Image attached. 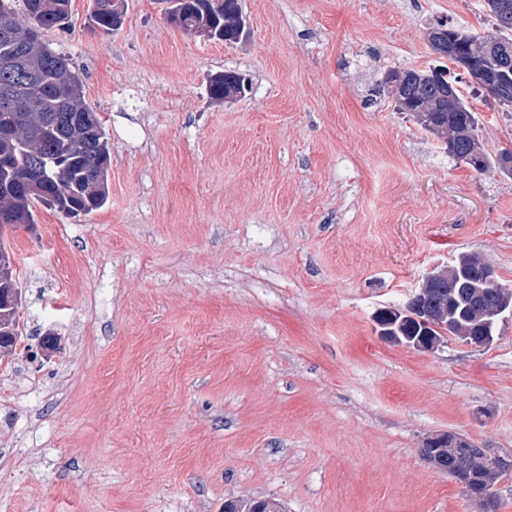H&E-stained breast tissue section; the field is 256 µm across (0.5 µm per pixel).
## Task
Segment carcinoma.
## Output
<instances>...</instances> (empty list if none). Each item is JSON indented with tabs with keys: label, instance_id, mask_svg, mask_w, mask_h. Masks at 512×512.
<instances>
[{
	"label": "carcinoma",
	"instance_id": "cac0c4a2",
	"mask_svg": "<svg viewBox=\"0 0 512 512\" xmlns=\"http://www.w3.org/2000/svg\"><path fill=\"white\" fill-rule=\"evenodd\" d=\"M239 0H174L173 17L188 31L207 29L212 39L237 25ZM70 0H0V115L6 131L0 133V223L33 224L35 203L66 214H89L108 201V141L98 113L85 101L83 81L71 59L43 43L42 38L17 40L30 33L64 30L70 25ZM485 11L495 28L492 38L512 42V0H485ZM90 18L106 34L121 22L112 0H93ZM421 70L403 71V83L390 91L396 110L407 112L426 132L453 144L451 157L485 173L497 166L476 133V118L459 90L448 97L449 80L423 82ZM501 94L487 93L512 108V67L500 77ZM245 91V78L235 71L216 74L212 97L224 91ZM477 253L456 259L452 281L428 289L425 305L449 308L455 322L482 336L494 331V312L500 295H492L481 278ZM0 349L15 351L21 333L14 331L18 311L0 305ZM437 469L472 484H482L497 499L496 485L507 474L485 482L481 468L485 449L465 442L460 448L434 449Z\"/></svg>",
	"mask_w": 512,
	"mask_h": 512
}]
</instances>
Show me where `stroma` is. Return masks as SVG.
Here are the masks:
<instances>
[{"instance_id":"stroma-1","label":"stroma","mask_w":512,"mask_h":512,"mask_svg":"<svg viewBox=\"0 0 512 512\" xmlns=\"http://www.w3.org/2000/svg\"><path fill=\"white\" fill-rule=\"evenodd\" d=\"M126 2L112 34L91 0L42 34L104 125L109 198L0 233L24 295L0 512H481L421 449L450 431L512 455V318L421 352L376 316L463 253L512 287V177L378 90L437 64L436 22L489 35L483 0H241L234 44ZM229 70L250 90L213 102ZM458 88L486 149L512 146V112Z\"/></svg>"}]
</instances>
